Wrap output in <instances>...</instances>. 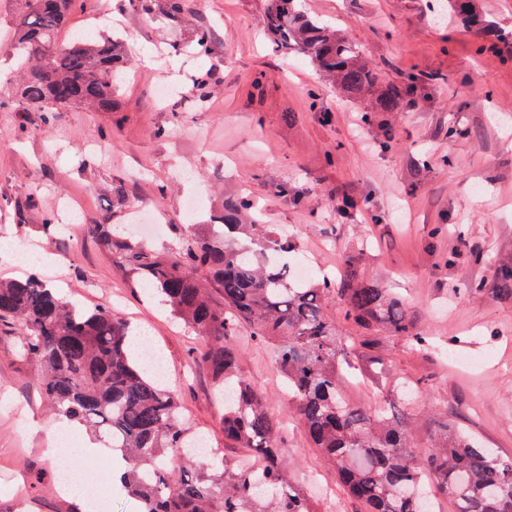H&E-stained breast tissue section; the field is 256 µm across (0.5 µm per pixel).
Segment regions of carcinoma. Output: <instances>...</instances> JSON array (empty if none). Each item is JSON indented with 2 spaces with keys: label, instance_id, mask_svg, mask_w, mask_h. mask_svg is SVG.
<instances>
[{
  "label": "carcinoma",
  "instance_id": "carcinoma-1",
  "mask_svg": "<svg viewBox=\"0 0 512 512\" xmlns=\"http://www.w3.org/2000/svg\"><path fill=\"white\" fill-rule=\"evenodd\" d=\"M134 10L159 12L174 23L187 17V0H131ZM77 0H23L12 53L24 80L17 101L3 107L42 112L49 125L71 104L111 112L112 94L128 66L122 43L110 37L55 45ZM448 20L497 42L512 41L483 0H448ZM264 28L274 46L307 59L322 81L368 112H400L424 89L425 77L384 80L341 27L310 15L303 0H266ZM249 201L227 197L216 220L182 233L176 249L155 251L91 224L90 232L118 267L154 291L172 315L204 340L200 364L224 396V438L263 460L253 476L243 464L188 454L194 438L174 391L135 353L131 327L108 307L79 309L47 282L0 281V322L20 327L18 352L41 369V388L55 414L101 435L121 455L124 470L112 484L137 499L141 512H312L288 478L280 448L282 421L265 398L238 376L240 328L270 345L288 381L294 416L348 495L364 512H429L423 481L436 482L455 512H512V458L501 459L463 433L439 425L429 448H411L405 423L383 409L369 411L344 394L343 366L384 329L410 350L429 346L406 304L388 294L347 257L339 277L295 288L292 242L274 230L243 223ZM492 293L512 297V266L495 268ZM341 307L352 331H342L330 304Z\"/></svg>",
  "mask_w": 512,
  "mask_h": 512
}]
</instances>
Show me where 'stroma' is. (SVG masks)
<instances>
[{"mask_svg": "<svg viewBox=\"0 0 512 512\" xmlns=\"http://www.w3.org/2000/svg\"><path fill=\"white\" fill-rule=\"evenodd\" d=\"M432 2L305 0L360 43L384 79L427 75L415 105L392 113L345 103L301 55L272 46L263 34L266 0H189L193 22L178 27L132 11L128 0H79L58 43L104 34L122 42L131 65L114 111L71 105L47 126L41 113L5 107L16 97L18 65L2 47L15 37L21 6L0 0V279H11L19 247L49 256L43 280L73 303L110 307L149 338L188 423L219 458L241 460L247 452L224 439V407L207 371L192 363L202 338L114 266L87 227L125 223L126 209L112 205L120 181L127 209L148 208L164 224L155 249L200 230L225 197L247 195L260 223L290 229L294 260L333 271L360 257L364 276L398 292L431 337L432 347L411 351L377 333L375 346L352 359V402L411 418L415 448L428 447L448 420L480 447L512 457V298L470 289L490 283L494 265H512V44L481 48L473 33L437 22ZM103 6L109 22L92 24ZM201 27L213 41L203 55L193 49ZM162 83L173 89L163 102L155 94ZM35 194L39 208L25 209ZM346 196L361 213H337ZM67 202L75 205L71 232L43 238L44 214ZM17 334L0 325V512H86L58 486L59 440L81 434L70 459L106 485L112 451L49 411ZM241 342V377L285 419L289 476L316 512H361L293 419L266 346ZM461 356L469 365L458 364Z\"/></svg>", "mask_w": 512, "mask_h": 512, "instance_id": "stroma-1", "label": "stroma"}]
</instances>
